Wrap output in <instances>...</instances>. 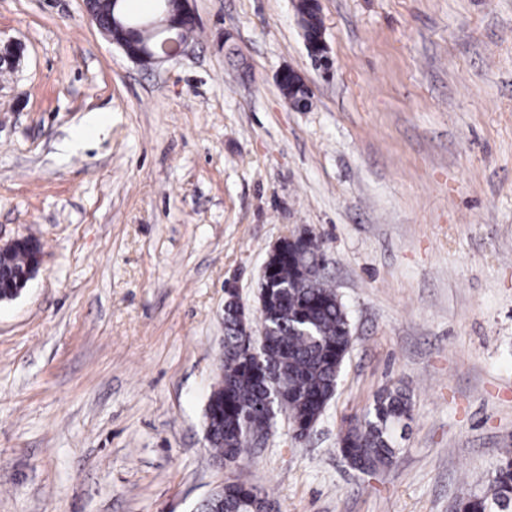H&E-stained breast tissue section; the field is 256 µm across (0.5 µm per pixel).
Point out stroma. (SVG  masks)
Listing matches in <instances>:
<instances>
[{"label": "stroma", "instance_id": "35a3bbf8", "mask_svg": "<svg viewBox=\"0 0 512 512\" xmlns=\"http://www.w3.org/2000/svg\"><path fill=\"white\" fill-rule=\"evenodd\" d=\"M193 6L192 48L144 67L82 0H0L25 47L0 73V243L42 245L0 303V512H192L227 481L274 512H456L512 450V0H320L327 74L294 0ZM302 230L350 312L336 394L309 438L282 415L218 466L226 290L260 329L261 268ZM395 389L394 463L353 469L341 436ZM300 24H301V28H302L303 22L301 20V16H300ZM302 31H303V36H304L303 28H302ZM304 42L308 49V54L314 61L315 65L317 67L323 68V70H324V68H327V67L329 69L331 62H330V57L328 55V47H327V44L324 39L323 26H322L321 30L319 31V33L317 35H315L314 37H305L304 36ZM280 86L288 83V93L285 96L289 100L298 99V111H306L311 103V90L303 77L293 69L283 70L279 74Z\"/></svg>", "mask_w": 512, "mask_h": 512}]
</instances>
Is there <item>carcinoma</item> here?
Wrapping results in <instances>:
<instances>
[{
  "instance_id": "obj_1",
  "label": "carcinoma",
  "mask_w": 512,
  "mask_h": 512,
  "mask_svg": "<svg viewBox=\"0 0 512 512\" xmlns=\"http://www.w3.org/2000/svg\"><path fill=\"white\" fill-rule=\"evenodd\" d=\"M27 251L15 252L0 269V302L14 300L11 290L17 273L26 265ZM325 258L323 242L305 238L293 251L274 256L271 281L259 284L267 300L260 311L271 335L259 337L264 350L256 357L236 327L231 310H224V353L217 390L205 410L208 443L214 458L233 463L250 445V437L271 428L267 415L268 387L276 383L286 394L282 406L300 432L311 428L335 395L343 364L351 347V324L336 289L318 274ZM411 402L401 390L386 391L374 399L372 410L352 425L340 451L358 467L370 471L396 457V431L410 416ZM266 498L254 487L224 484L223 512H260ZM502 512L512 507V452L506 451L494 478L492 497L473 495L459 512Z\"/></svg>"
}]
</instances>
